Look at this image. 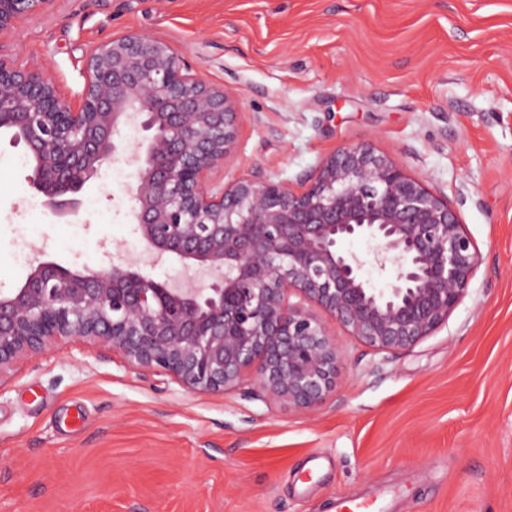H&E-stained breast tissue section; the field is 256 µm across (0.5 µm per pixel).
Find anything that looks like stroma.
Segmentation results:
<instances>
[{
	"label": "stroma",
	"instance_id": "1",
	"mask_svg": "<svg viewBox=\"0 0 512 512\" xmlns=\"http://www.w3.org/2000/svg\"><path fill=\"white\" fill-rule=\"evenodd\" d=\"M128 33L233 93L213 187L297 189L366 143L448 198L480 265L407 351L337 332L336 386L306 410L248 385L195 394L98 345L22 361L0 378V512H336L384 489L385 512H512V0H57L0 53L76 91L90 47ZM113 166L82 192L74 233L0 133V293L27 277L24 239L74 270L140 251L134 170Z\"/></svg>",
	"mask_w": 512,
	"mask_h": 512
}]
</instances>
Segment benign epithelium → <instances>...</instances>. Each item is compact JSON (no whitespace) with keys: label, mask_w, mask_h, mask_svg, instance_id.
Segmentation results:
<instances>
[{"label":"benign epithelium","mask_w":512,"mask_h":512,"mask_svg":"<svg viewBox=\"0 0 512 512\" xmlns=\"http://www.w3.org/2000/svg\"><path fill=\"white\" fill-rule=\"evenodd\" d=\"M56 0H0V36ZM81 90L0 53V131L26 148L30 186L56 216L114 159L125 127L149 133L128 155L130 215L157 260L216 275L207 288L172 287L122 254L105 270L44 258L0 294V376L59 342L93 343L193 393L249 383L297 409L321 402L341 359L333 328L400 352L447 323L480 257L448 200L367 144L329 154L301 190L239 180L220 192L209 173L235 142L231 97L199 80L164 41L131 33L92 46ZM372 244L388 288L368 286L364 262L340 248ZM318 307V315L291 297Z\"/></svg>","instance_id":"1"}]
</instances>
